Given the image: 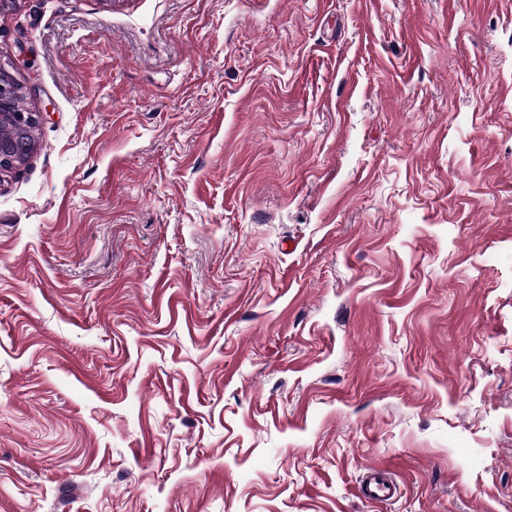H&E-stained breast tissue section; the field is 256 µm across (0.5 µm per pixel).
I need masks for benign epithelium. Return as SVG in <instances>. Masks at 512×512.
<instances>
[{
    "label": "benign epithelium",
    "mask_w": 512,
    "mask_h": 512,
    "mask_svg": "<svg viewBox=\"0 0 512 512\" xmlns=\"http://www.w3.org/2000/svg\"><path fill=\"white\" fill-rule=\"evenodd\" d=\"M18 90L14 80H0V127L6 126L12 132L10 139H0V177L20 170L27 162L34 151V145L29 143L27 136L40 123L39 112L8 108Z\"/></svg>",
    "instance_id": "benign-epithelium-1"
}]
</instances>
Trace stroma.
Returning a JSON list of instances; mask_svg holds the SVG:
<instances>
[{"label": "stroma", "instance_id": "stroma-1", "mask_svg": "<svg viewBox=\"0 0 512 512\" xmlns=\"http://www.w3.org/2000/svg\"><path fill=\"white\" fill-rule=\"evenodd\" d=\"M8 57L0 512H512V0H15ZM19 86L13 78L0 80V127H8L10 139H0V181L4 174L20 170L34 151L27 136L40 123V112L8 109L10 101L18 95ZM371 471V475L361 488L363 497L371 503H382L392 499L397 493V487L387 476L390 470L383 465H376Z\"/></svg>", "mask_w": 512, "mask_h": 512}]
</instances>
